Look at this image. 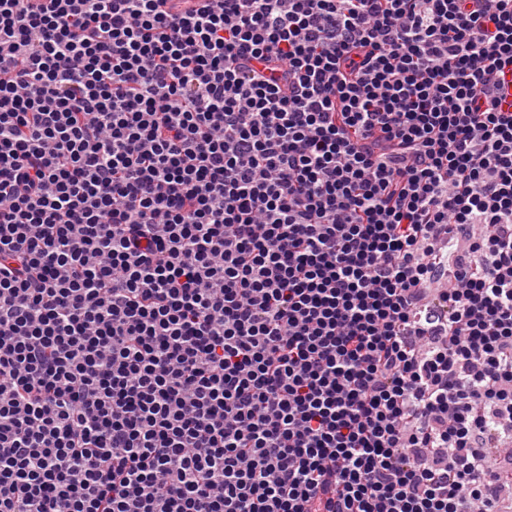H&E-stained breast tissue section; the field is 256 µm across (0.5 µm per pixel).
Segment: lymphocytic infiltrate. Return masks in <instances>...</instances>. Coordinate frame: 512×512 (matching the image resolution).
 Masks as SVG:
<instances>
[{
    "label": "lymphocytic infiltrate",
    "mask_w": 512,
    "mask_h": 512,
    "mask_svg": "<svg viewBox=\"0 0 512 512\" xmlns=\"http://www.w3.org/2000/svg\"><path fill=\"white\" fill-rule=\"evenodd\" d=\"M512 0H0V512H503Z\"/></svg>",
    "instance_id": "obj_1"
}]
</instances>
